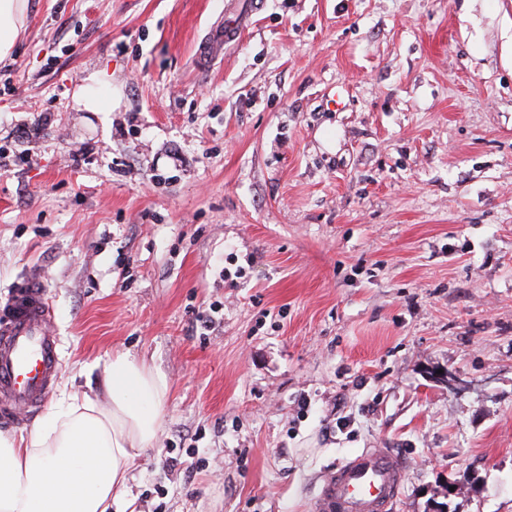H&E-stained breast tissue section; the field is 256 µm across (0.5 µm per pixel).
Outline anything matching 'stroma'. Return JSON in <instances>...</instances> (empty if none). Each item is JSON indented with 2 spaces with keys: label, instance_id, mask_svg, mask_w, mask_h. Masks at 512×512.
Wrapping results in <instances>:
<instances>
[{
  "label": "stroma",
  "instance_id": "obj_1",
  "mask_svg": "<svg viewBox=\"0 0 512 512\" xmlns=\"http://www.w3.org/2000/svg\"><path fill=\"white\" fill-rule=\"evenodd\" d=\"M249 7L30 0L0 303L42 271L50 400L116 352L167 376L137 512H313L362 448L404 455L395 512H512V0ZM99 68L120 106L77 111ZM244 24L243 18H235L224 25V30H220L208 37L200 46V57L204 60H211L212 56L217 53V47L222 44L229 36H232Z\"/></svg>",
  "mask_w": 512,
  "mask_h": 512
}]
</instances>
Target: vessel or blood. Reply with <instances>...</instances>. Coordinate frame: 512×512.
Here are the masks:
<instances>
[{"label":"vessel or blood","instance_id":"1","mask_svg":"<svg viewBox=\"0 0 512 512\" xmlns=\"http://www.w3.org/2000/svg\"><path fill=\"white\" fill-rule=\"evenodd\" d=\"M244 24L236 18L200 46L211 59L223 40ZM40 271L33 270L0 304V418L21 422L37 412L61 375L60 338ZM406 461L392 448H365L328 472L314 512H393L400 498Z\"/></svg>","mask_w":512,"mask_h":512}]
</instances>
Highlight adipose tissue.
Instances as JSON below:
<instances>
[{"label":"adipose tissue","mask_w":512,"mask_h":512,"mask_svg":"<svg viewBox=\"0 0 512 512\" xmlns=\"http://www.w3.org/2000/svg\"><path fill=\"white\" fill-rule=\"evenodd\" d=\"M28 11L29 0H0V60ZM95 366L98 391L63 393L28 434L0 431V512H129L128 473L157 438L168 383L126 353Z\"/></svg>","instance_id":"obj_1"}]
</instances>
